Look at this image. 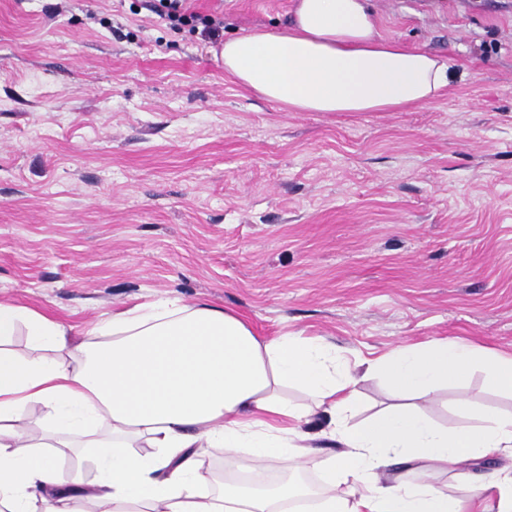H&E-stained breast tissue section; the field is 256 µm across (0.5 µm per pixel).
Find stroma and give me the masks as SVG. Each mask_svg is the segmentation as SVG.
Here are the masks:
<instances>
[{
    "mask_svg": "<svg viewBox=\"0 0 512 512\" xmlns=\"http://www.w3.org/2000/svg\"><path fill=\"white\" fill-rule=\"evenodd\" d=\"M295 0H190L231 37ZM381 33L448 60L399 112H290L225 75L221 42L150 0H0V300L90 322L161 297L244 314L337 361L458 339L512 357V0H370ZM363 421L397 394L359 382ZM512 414L480 368L424 402ZM303 429L319 482L336 443ZM494 460L425 482L465 497Z\"/></svg>",
    "mask_w": 512,
    "mask_h": 512,
    "instance_id": "stroma-1",
    "label": "stroma"
}]
</instances>
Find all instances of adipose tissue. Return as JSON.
Instances as JSON below:
<instances>
[{
    "instance_id": "ef3b65f1",
    "label": "adipose tissue",
    "mask_w": 512,
    "mask_h": 512,
    "mask_svg": "<svg viewBox=\"0 0 512 512\" xmlns=\"http://www.w3.org/2000/svg\"><path fill=\"white\" fill-rule=\"evenodd\" d=\"M225 75L292 112H395L449 86L445 59L382 35L368 0H296L282 30L255 28L226 38ZM32 349H10L18 332ZM482 363L489 381L512 392V357L479 358L470 344L436 341L394 348L369 363L393 390L430 395ZM357 367H339L321 341L288 335L264 341L242 315L161 298L93 323L81 342L59 317L0 301V512H287L285 482L267 491L215 487L204 449L255 468L303 457L311 407L328 417L323 437L340 454L304 512H467L463 499L429 486L428 471L453 472L481 459L505 464L483 483L497 512H512V415L478 427L434 425L425 408L390 405L352 423ZM302 388L311 405L283 398ZM40 409L39 429L15 423ZM153 455L136 453L137 444ZM53 448H103L95 482L62 480Z\"/></svg>"
}]
</instances>
